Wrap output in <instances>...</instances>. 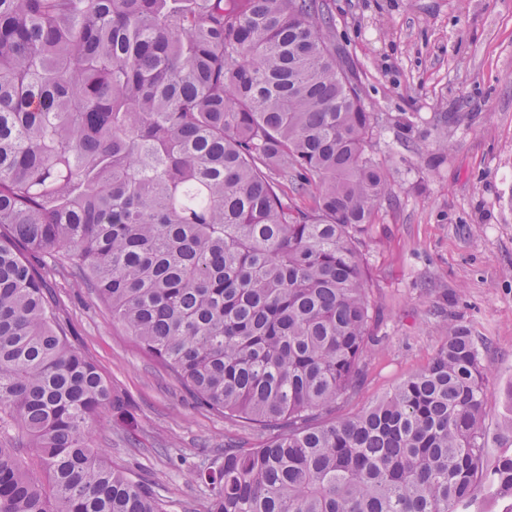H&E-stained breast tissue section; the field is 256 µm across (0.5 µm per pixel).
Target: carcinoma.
<instances>
[{
  "instance_id": "carcinoma-1",
  "label": "carcinoma",
  "mask_w": 512,
  "mask_h": 512,
  "mask_svg": "<svg viewBox=\"0 0 512 512\" xmlns=\"http://www.w3.org/2000/svg\"><path fill=\"white\" fill-rule=\"evenodd\" d=\"M332 28L325 0H0V512H165L92 446L121 406L35 255L201 404L269 432L196 471L209 512H482L481 490L512 512L465 326L317 422L361 376L360 246L388 193Z\"/></svg>"
}]
</instances>
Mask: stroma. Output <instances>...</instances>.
I'll list each match as a JSON object with an SVG mask.
<instances>
[{"label": "stroma", "mask_w": 512, "mask_h": 512, "mask_svg": "<svg viewBox=\"0 0 512 512\" xmlns=\"http://www.w3.org/2000/svg\"><path fill=\"white\" fill-rule=\"evenodd\" d=\"M336 46L374 115L368 150L389 196L365 237L375 318L362 381L336 408L361 413L435 357L456 320L488 368L484 430L512 451V0H326ZM453 148L438 155L436 144ZM67 340L129 414L92 426L113 466L150 480L168 512H207L193 477L264 434L197 406L80 279L41 259Z\"/></svg>", "instance_id": "obj_1"}]
</instances>
